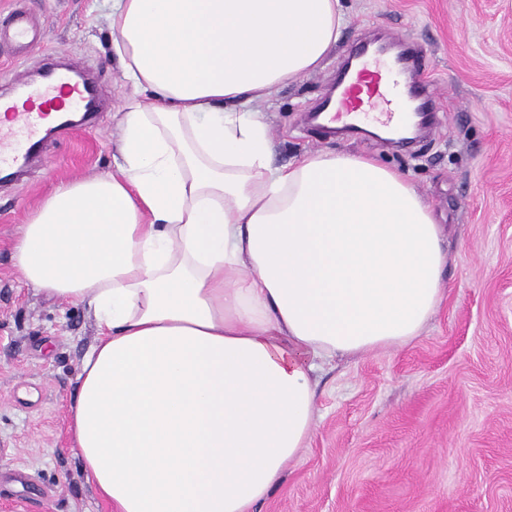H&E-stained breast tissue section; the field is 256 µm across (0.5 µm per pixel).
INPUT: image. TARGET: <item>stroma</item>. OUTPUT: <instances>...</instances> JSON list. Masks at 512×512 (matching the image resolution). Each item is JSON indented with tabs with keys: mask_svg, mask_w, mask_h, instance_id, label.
<instances>
[{
	"mask_svg": "<svg viewBox=\"0 0 512 512\" xmlns=\"http://www.w3.org/2000/svg\"><path fill=\"white\" fill-rule=\"evenodd\" d=\"M323 68L259 109L280 166L319 150L405 172L448 241L446 298L400 350L315 373L307 448L256 512H512V0H342ZM111 0H0L31 12L47 45L92 68L104 104L93 131L52 135L19 182L0 187V512H114L71 449L69 419L98 328L87 309L28 285L20 224L63 181L111 172L131 94L106 22ZM401 30L436 89L437 122L406 151L308 127L361 33Z\"/></svg>",
	"mask_w": 512,
	"mask_h": 512,
	"instance_id": "stroma-1",
	"label": "stroma"
}]
</instances>
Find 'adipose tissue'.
Listing matches in <instances>:
<instances>
[{"label":"adipose tissue","mask_w":512,"mask_h":512,"mask_svg":"<svg viewBox=\"0 0 512 512\" xmlns=\"http://www.w3.org/2000/svg\"><path fill=\"white\" fill-rule=\"evenodd\" d=\"M108 22L136 90L121 161L57 186L14 262L94 315L69 432L116 512H254L309 443L317 363L421 336L443 229L376 158L272 163L258 105L323 67L341 0H112Z\"/></svg>","instance_id":"obj_1"}]
</instances>
